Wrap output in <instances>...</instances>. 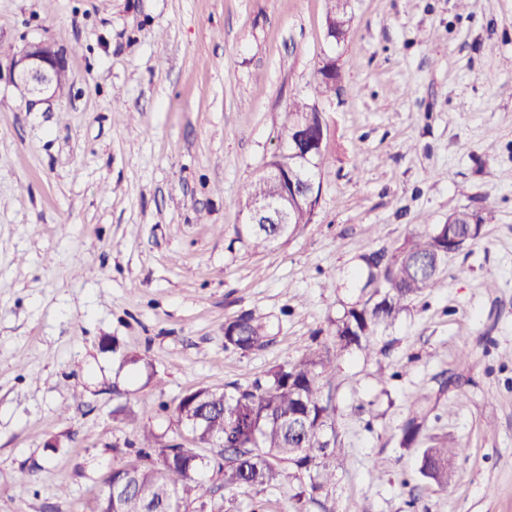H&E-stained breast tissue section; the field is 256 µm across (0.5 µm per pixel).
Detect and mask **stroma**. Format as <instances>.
<instances>
[{"mask_svg": "<svg viewBox=\"0 0 512 512\" xmlns=\"http://www.w3.org/2000/svg\"><path fill=\"white\" fill-rule=\"evenodd\" d=\"M324 11L0 0V67L44 41L69 76L33 107L0 78V512H84L144 426L213 457L167 404L331 344L371 296L354 286L365 256L463 207L496 221L381 335L385 353L334 351L336 481L308 512H512V0H352L345 45ZM329 56L343 89L319 102L334 162L313 220L254 249L243 188ZM249 312L267 345L225 347ZM448 440L463 453L441 488L421 450Z\"/></svg>", "mask_w": 512, "mask_h": 512, "instance_id": "1", "label": "stroma"}]
</instances>
